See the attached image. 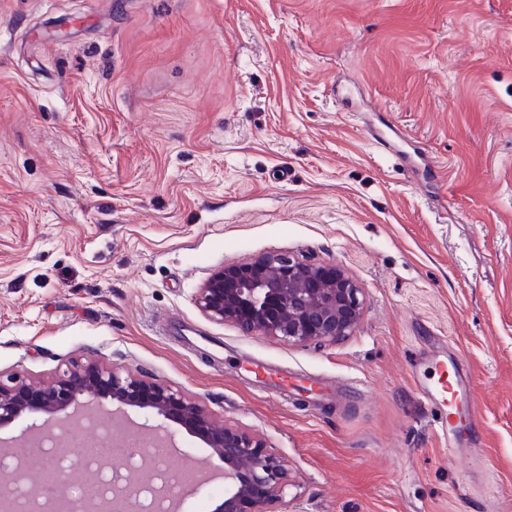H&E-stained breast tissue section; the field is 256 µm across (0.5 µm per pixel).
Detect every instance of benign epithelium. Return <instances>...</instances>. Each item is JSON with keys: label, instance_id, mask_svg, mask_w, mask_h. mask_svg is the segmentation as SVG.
<instances>
[{"label": "benign epithelium", "instance_id": "7a95c632", "mask_svg": "<svg viewBox=\"0 0 512 512\" xmlns=\"http://www.w3.org/2000/svg\"><path fill=\"white\" fill-rule=\"evenodd\" d=\"M201 314L245 334H261L290 344L336 343L352 335L364 309L361 288L337 264L300 261L282 253L263 254L214 271L195 296ZM134 407L180 425L199 436L224 463V499L211 512H279L291 486L284 461L265 441L237 425L216 418L198 397L150 378L123 371L97 359L73 362L52 384L0 381V429L41 418L25 430L38 439L54 432L70 411L90 401ZM146 463L126 466L120 481L102 495L100 512H126L139 503ZM43 487L24 494L28 512H85L87 503L45 499Z\"/></svg>", "mask_w": 512, "mask_h": 512}]
</instances>
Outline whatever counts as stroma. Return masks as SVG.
I'll return each mask as SVG.
<instances>
[{
	"label": "stroma",
	"instance_id": "1",
	"mask_svg": "<svg viewBox=\"0 0 512 512\" xmlns=\"http://www.w3.org/2000/svg\"><path fill=\"white\" fill-rule=\"evenodd\" d=\"M264 253L342 265L355 333L206 319L207 276ZM93 358L265 438L281 512H512V0H0V377ZM440 364L481 462L421 392ZM167 431L173 470L218 465ZM251 367L250 371L255 374L264 388L283 396H287L288 389L301 380V377L295 373L270 367L260 360L252 361Z\"/></svg>",
	"mask_w": 512,
	"mask_h": 512
}]
</instances>
